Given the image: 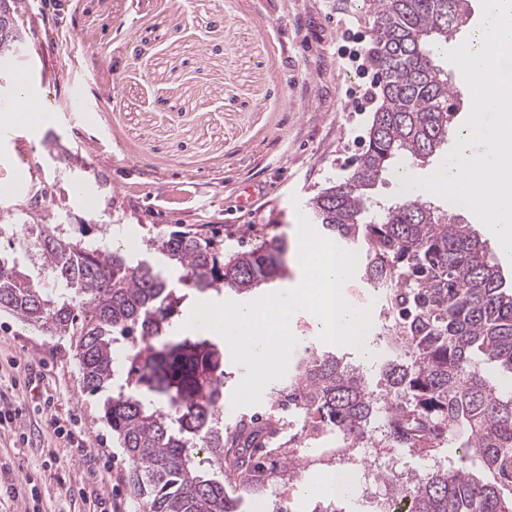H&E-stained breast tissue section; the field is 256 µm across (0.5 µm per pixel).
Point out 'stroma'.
Wrapping results in <instances>:
<instances>
[{"label": "stroma", "mask_w": 512, "mask_h": 512, "mask_svg": "<svg viewBox=\"0 0 512 512\" xmlns=\"http://www.w3.org/2000/svg\"><path fill=\"white\" fill-rule=\"evenodd\" d=\"M344 14L369 33L363 0H35L26 70L53 110L31 138L22 193L0 198V253L39 273L25 231L34 207L66 232L91 225L101 245L126 228L136 260L178 225L216 233L228 253L292 237L296 204L347 174L372 118L344 103L360 82L336 53ZM88 32L99 35L92 53ZM77 82L95 125L67 109ZM54 139L70 161L50 160ZM440 162L397 159L372 202L401 199L398 169L425 176ZM248 183L261 195L243 212ZM103 400L84 391L68 338L0 311V407L18 409L27 434L0 428V512H140ZM46 408L80 424L86 454L56 439Z\"/></svg>", "instance_id": "stroma-1"}]
</instances>
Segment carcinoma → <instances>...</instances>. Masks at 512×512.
Returning a JSON list of instances; mask_svg holds the SVG:
<instances>
[{"label": "carcinoma", "mask_w": 512, "mask_h": 512, "mask_svg": "<svg viewBox=\"0 0 512 512\" xmlns=\"http://www.w3.org/2000/svg\"><path fill=\"white\" fill-rule=\"evenodd\" d=\"M372 22L368 61L379 103L367 146L347 176L310 200L321 234L361 249L358 271L379 289L389 357L379 369V408L359 367L304 346L291 372L270 390L259 423L243 415L224 426V347L210 335L183 334L184 291L245 296L287 274L288 242L273 237L224 254V239L173 230L151 241L164 264L136 263L121 245L85 240L88 225L64 239L59 226L28 227L42 261L34 280L0 260V310L46 336H67L84 389L112 386L104 419L131 467L141 512H240L314 466L333 468L348 448H404L434 465L393 496L410 512H512V394L486 374L512 377V286L461 215L422 197L365 219L369 193L397 156L427 159L448 140L452 81L433 57L469 22V0H364ZM26 0H0V59L24 44L17 30ZM178 272L172 279L170 269ZM139 339L123 381L114 385L119 338ZM302 417L282 443L277 465L262 451L284 421ZM330 432L335 448H309ZM453 445L458 463L441 461ZM477 458L482 472L467 462Z\"/></svg>", "instance_id": "carcinoma-1"}]
</instances>
